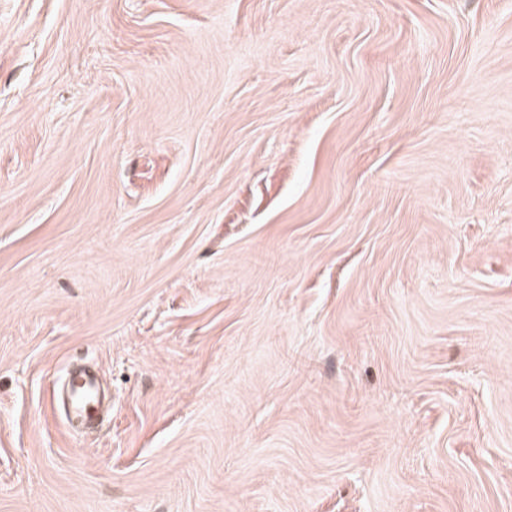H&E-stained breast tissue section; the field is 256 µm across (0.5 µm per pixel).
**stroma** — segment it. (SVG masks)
<instances>
[{"label": "stroma", "instance_id": "35a3bbf8", "mask_svg": "<svg viewBox=\"0 0 512 512\" xmlns=\"http://www.w3.org/2000/svg\"><path fill=\"white\" fill-rule=\"evenodd\" d=\"M0 512H512V0H0ZM98 395V382L94 374L81 372L71 377L67 388V406L70 412L78 417L90 416L87 408L88 399L93 400Z\"/></svg>", "mask_w": 512, "mask_h": 512}]
</instances>
